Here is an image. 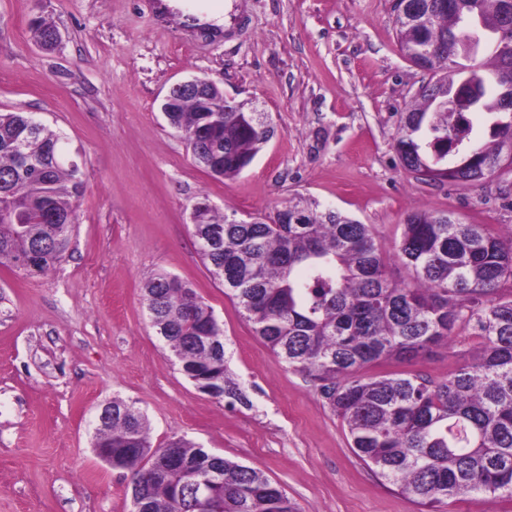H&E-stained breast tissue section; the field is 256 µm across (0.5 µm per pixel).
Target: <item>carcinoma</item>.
Returning a JSON list of instances; mask_svg holds the SVG:
<instances>
[{
  "mask_svg": "<svg viewBox=\"0 0 512 512\" xmlns=\"http://www.w3.org/2000/svg\"><path fill=\"white\" fill-rule=\"evenodd\" d=\"M400 2V50L432 73L402 113L400 163L421 180L481 189L512 169V112L497 110L502 94L512 96V23L501 19L512 0ZM480 21L489 27L480 32L487 61L462 65L459 43ZM32 30L54 47L55 27L36 19ZM474 82L478 99L448 106L457 87ZM222 94L179 96L168 116L211 176L230 178L274 129L241 104L215 111ZM65 150L35 113L0 112V206L17 210V219H0V266L41 275L67 252L84 184L81 168L56 162ZM190 219L197 252L224 295L288 369L318 383L371 470L430 512L463 496L512 499V295L500 293L512 284V233L494 235L450 212L415 213L389 256L370 225L315 201L239 223L204 199ZM393 259L411 281L391 279ZM142 291L151 326L195 387L229 405L245 400L227 366L224 327L202 298L165 272ZM461 326L481 345L444 381L359 375L368 364L450 343ZM110 407L95 421L93 447L112 449V468L130 472L132 512H298L262 470L183 436L155 447L143 412L118 397Z\"/></svg>",
  "mask_w": 512,
  "mask_h": 512,
  "instance_id": "obj_1",
  "label": "carcinoma"
}]
</instances>
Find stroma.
Here are the masks:
<instances>
[{
  "mask_svg": "<svg viewBox=\"0 0 512 512\" xmlns=\"http://www.w3.org/2000/svg\"><path fill=\"white\" fill-rule=\"evenodd\" d=\"M155 0H0V112L36 113L80 154L85 192L65 259L28 276L0 267V512H131L128 475L100 461L93 421L119 397L148 418L153 444L179 435L263 470L298 512H421L354 454L316 383L288 370L211 278L189 233L200 199L238 218L304 198L372 225L386 248L406 216L450 211L512 232V173L483 189L416 179L394 150L402 112L428 72L407 60L396 0H228L217 36L157 15ZM46 18L60 42L35 41ZM221 83L273 137L240 175L199 167L159 104L188 75ZM165 271L212 306L245 400L200 392L156 336L144 280ZM480 340L460 330L367 374L447 379Z\"/></svg>",
  "mask_w": 512,
  "mask_h": 512,
  "instance_id": "35a3bbf8",
  "label": "stroma"
}]
</instances>
